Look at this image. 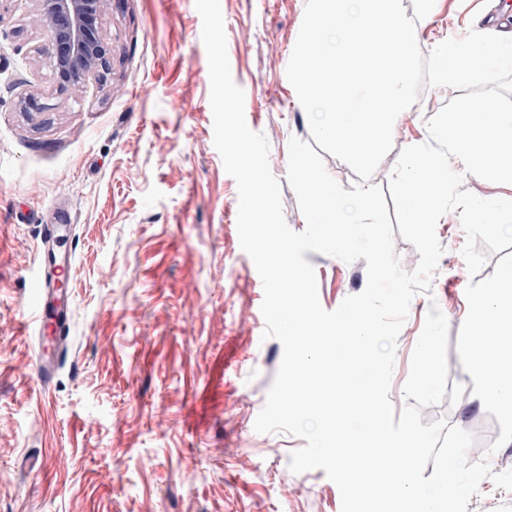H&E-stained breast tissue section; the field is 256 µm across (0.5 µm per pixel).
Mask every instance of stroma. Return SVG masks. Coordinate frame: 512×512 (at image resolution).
Masks as SVG:
<instances>
[{
    "instance_id": "1",
    "label": "stroma",
    "mask_w": 512,
    "mask_h": 512,
    "mask_svg": "<svg viewBox=\"0 0 512 512\" xmlns=\"http://www.w3.org/2000/svg\"><path fill=\"white\" fill-rule=\"evenodd\" d=\"M306 0H220L227 54L249 128L265 136L289 227L306 226L286 183L288 143L311 141L286 69ZM35 0H0V512H341L324 470L292 472L305 439L255 420L283 346L264 337L262 280L239 241L237 184L214 146L210 78L194 0H112L100 20L106 79L60 89ZM512 34V0H437L416 39L446 31ZM35 96L42 109L20 111ZM458 90L422 87L371 182L387 187L427 121ZM73 226L69 352L47 384L28 302L43 225ZM444 253L412 299L396 343L395 411L431 308L448 323V379L423 424L446 419L475 439L470 461L512 469V444L488 453L490 418L457 341L468 312L466 234L449 212ZM321 306L367 283L366 261L306 252Z\"/></svg>"
}]
</instances>
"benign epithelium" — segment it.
I'll return each mask as SVG.
<instances>
[{"label": "benign epithelium", "mask_w": 512, "mask_h": 512, "mask_svg": "<svg viewBox=\"0 0 512 512\" xmlns=\"http://www.w3.org/2000/svg\"><path fill=\"white\" fill-rule=\"evenodd\" d=\"M110 3L111 0H37L32 23L47 33V52L63 84L84 82L97 75L109 60L95 21Z\"/></svg>", "instance_id": "1"}]
</instances>
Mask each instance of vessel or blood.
Wrapping results in <instances>:
<instances>
[{
  "mask_svg": "<svg viewBox=\"0 0 512 512\" xmlns=\"http://www.w3.org/2000/svg\"><path fill=\"white\" fill-rule=\"evenodd\" d=\"M74 266L75 251L70 225H43L33 302L34 333L39 343L35 369L42 383L47 382L54 373L59 350L68 334L71 298L66 284Z\"/></svg>",
  "mask_w": 512,
  "mask_h": 512,
  "instance_id": "b4317fda",
  "label": "vessel or blood"
}]
</instances>
